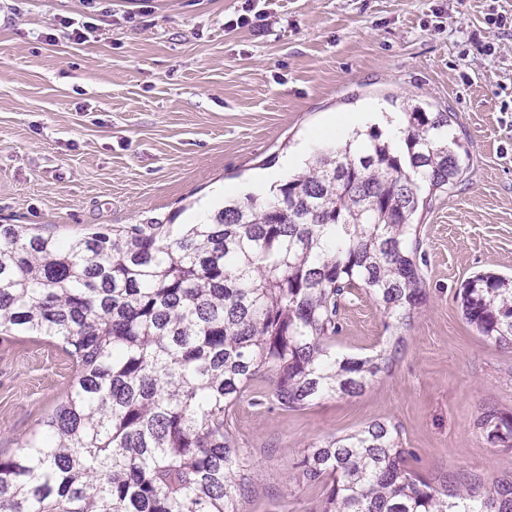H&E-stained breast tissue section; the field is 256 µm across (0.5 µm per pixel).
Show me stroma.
<instances>
[{
	"mask_svg": "<svg viewBox=\"0 0 512 512\" xmlns=\"http://www.w3.org/2000/svg\"><path fill=\"white\" fill-rule=\"evenodd\" d=\"M262 24L227 28L238 15ZM512 0H0V224L57 236L89 224H187L221 186L249 183L299 144L335 147L325 119L413 103L450 112L464 179L420 212L426 297L385 328L362 289L343 301L336 349L398 343L357 396L282 413L242 401L234 429L258 482L246 512H316L296 483L310 443L394 424L411 468L456 480L512 473L477 420L512 416V348L465 320L461 285L512 276ZM80 29L58 38L56 22ZM75 375L55 343L0 336V457L60 403Z\"/></svg>",
	"mask_w": 512,
	"mask_h": 512,
	"instance_id": "obj_1",
	"label": "stroma"
}]
</instances>
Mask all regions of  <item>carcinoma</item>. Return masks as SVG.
Masks as SVG:
<instances>
[{
    "label": "carcinoma",
    "instance_id": "cac0c4a2",
    "mask_svg": "<svg viewBox=\"0 0 512 512\" xmlns=\"http://www.w3.org/2000/svg\"><path fill=\"white\" fill-rule=\"evenodd\" d=\"M404 149L374 126L317 155L269 198L200 224H92L61 238L0 224V333L75 360L63 402L0 457V512H244L257 473L230 420L244 399L282 411L362 393L381 347L336 351L342 299L363 288L403 327L425 295L413 218L423 188L461 182L451 113L404 112ZM466 319L512 343V279L465 282ZM481 425L512 450V417ZM381 421L310 444L296 463L319 512H512V478L459 484L408 466Z\"/></svg>",
    "mask_w": 512,
    "mask_h": 512
}]
</instances>
